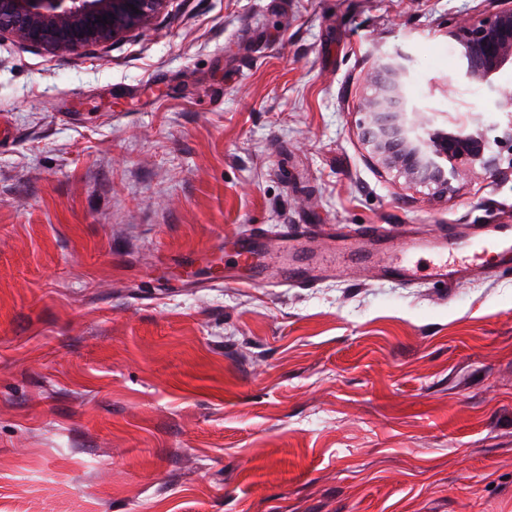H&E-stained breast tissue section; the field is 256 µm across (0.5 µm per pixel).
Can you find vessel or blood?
I'll return each mask as SVG.
<instances>
[{"label":"vessel or blood","instance_id":"1","mask_svg":"<svg viewBox=\"0 0 512 512\" xmlns=\"http://www.w3.org/2000/svg\"><path fill=\"white\" fill-rule=\"evenodd\" d=\"M228 240L233 246V261L225 265L223 281L229 285L237 281V267L252 265L264 251L266 240L258 226L245 235L230 234ZM324 243L339 246L342 254L352 257L361 253L358 243L346 235L343 225L300 224L285 231L278 241L279 252L295 256V263L260 268L258 278L273 287H306L323 277L342 275L343 268L335 260L316 265L309 263V250ZM487 251L512 254L511 225H451L429 239H406L403 249L383 253L375 265L381 277L405 285L415 283L422 275L448 285L463 276L480 272L478 257Z\"/></svg>","mask_w":512,"mask_h":512}]
</instances>
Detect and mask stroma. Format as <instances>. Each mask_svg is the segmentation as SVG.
Here are the masks:
<instances>
[{
  "label": "stroma",
  "mask_w": 512,
  "mask_h": 512,
  "mask_svg": "<svg viewBox=\"0 0 512 512\" xmlns=\"http://www.w3.org/2000/svg\"><path fill=\"white\" fill-rule=\"evenodd\" d=\"M484 0H169L109 44L0 41V512H512V264L207 287L262 225L511 224L512 175L407 182L359 101L403 54L512 121L448 31ZM193 254V265H182Z\"/></svg>",
  "instance_id": "stroma-1"
}]
</instances>
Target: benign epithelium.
Instances as JSON below:
<instances>
[{"instance_id":"benign-epithelium-1","label":"benign epithelium","mask_w":512,"mask_h":512,"mask_svg":"<svg viewBox=\"0 0 512 512\" xmlns=\"http://www.w3.org/2000/svg\"><path fill=\"white\" fill-rule=\"evenodd\" d=\"M168 0H0V39L14 38L48 53L73 52L109 43L146 24ZM483 17L462 21L448 35L465 50L464 79L490 90L512 69V0H487ZM408 57L380 62L372 90L360 102L367 115L362 138L375 160L407 179L448 191L462 175L498 176L494 146L512 142V121L490 136L479 116L448 127L435 124L434 109L411 94ZM499 89V88H497ZM503 99L506 89H499Z\"/></svg>"}]
</instances>
